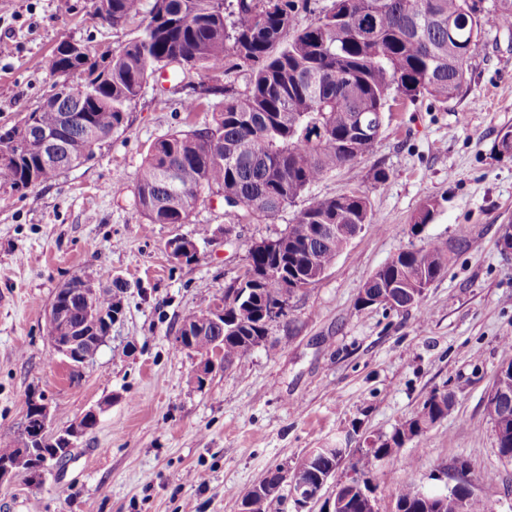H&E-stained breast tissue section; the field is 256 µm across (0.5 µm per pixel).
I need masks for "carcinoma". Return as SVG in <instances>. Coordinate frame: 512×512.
Instances as JSON below:
<instances>
[{"label": "carcinoma", "mask_w": 512, "mask_h": 512, "mask_svg": "<svg viewBox=\"0 0 512 512\" xmlns=\"http://www.w3.org/2000/svg\"><path fill=\"white\" fill-rule=\"evenodd\" d=\"M112 27L139 20L137 35L117 48L66 58L52 50L46 70L53 76H81L77 94L25 114L32 136L47 131L55 159L41 160L39 140L31 148L0 159V189L25 194L63 171L95 157L96 149L128 127V114L149 77L173 60L175 76L195 73L192 95L183 108L194 112L202 100L212 104V122L156 140L135 177L136 202L151 224H187L201 193L216 192L242 217L272 218L292 206L312 185L343 167H354L380 136L386 109L397 100L445 103L467 84L468 61L480 41L473 27L493 21L512 29V0H493L492 18L465 15L466 0H332L305 27L296 23L310 0H108ZM229 67H246L249 86L238 91L218 77ZM373 223L368 198L356 191L324 197L296 215L269 251L253 243L248 265L254 280L243 297L212 310L187 314L182 323L199 329L195 347L219 346L225 362L247 356L268 335L265 311L292 292L283 282L304 288L327 270L347 246L356 226ZM448 243L431 241L399 252L363 285L360 306L385 296L384 305H418L423 288L447 269ZM107 314L120 315L123 295L98 299ZM87 307L73 303L70 325L85 331L103 326ZM452 397L432 393L420 411L362 455L358 471L364 485L343 487L334 512H366L362 491L376 463L399 453L448 417ZM498 454L512 463V361L501 365L485 402ZM344 448H319L295 466L314 483L333 475ZM33 475L37 461L20 444L0 445V462ZM467 484L424 492L399 487L395 512H487L485 501L468 486L474 478L461 462ZM278 472L263 475L248 491L247 512L279 505L270 493Z\"/></svg>", "instance_id": "cac0c4a2"}]
</instances>
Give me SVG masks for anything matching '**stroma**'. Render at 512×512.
Instances as JSON below:
<instances>
[{"mask_svg": "<svg viewBox=\"0 0 512 512\" xmlns=\"http://www.w3.org/2000/svg\"><path fill=\"white\" fill-rule=\"evenodd\" d=\"M136 24L113 28L90 0H0V126L48 97L45 56L63 40L119 46ZM466 89L446 103L397 101L372 151L355 168L314 184L271 219L238 220L222 196L201 195L189 223L152 224L136 203L135 176L150 145L201 128L207 108L187 112L188 90L150 79L129 126L94 159L25 195L0 190V442L19 440L27 399L47 403L53 426L90 408L96 429L35 483L0 485V512H240L247 491L287 471L312 449H346L316 500L301 508L281 487L279 512H333L334 490L368 441L389 437L432 393H448L447 418L381 460L374 493L393 512L400 484L442 488L466 461L476 494L512 512V464L502 461L484 404L499 366L512 360V256L499 247L512 225V154L498 151L512 128V30L486 24ZM385 169L386 181L372 178ZM364 193L375 217L315 283L286 295L285 313L246 357L197 384L196 354L176 351L185 314L218 302L247 266V245L286 233L315 199ZM431 221L410 226L426 202ZM215 230L190 260L166 245ZM438 240L448 267L420 305L358 309L372 273L400 251ZM466 250H457V243ZM96 269L127 284L124 315L79 373L56 355L46 315L58 288Z\"/></svg>", "mask_w": 512, "mask_h": 512, "instance_id": "obj_1", "label": "stroma"}]
</instances>
